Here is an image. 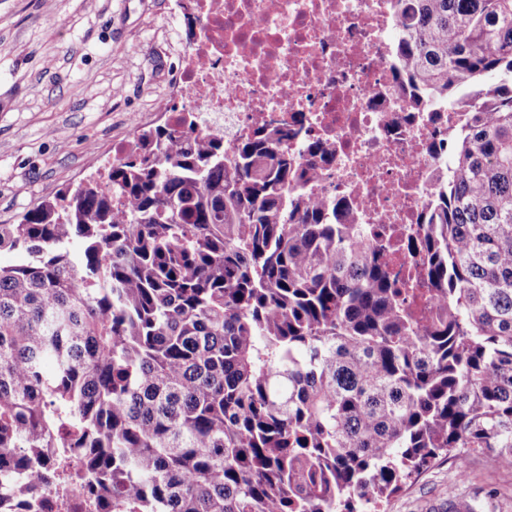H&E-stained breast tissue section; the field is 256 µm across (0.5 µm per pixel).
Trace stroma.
Returning <instances> with one entry per match:
<instances>
[{
  "label": "stroma",
  "mask_w": 512,
  "mask_h": 512,
  "mask_svg": "<svg viewBox=\"0 0 512 512\" xmlns=\"http://www.w3.org/2000/svg\"><path fill=\"white\" fill-rule=\"evenodd\" d=\"M181 0H0V224L76 188L112 147L162 125L188 47ZM443 458L387 512H512V470Z\"/></svg>",
  "instance_id": "stroma-1"
}]
</instances>
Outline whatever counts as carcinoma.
Returning <instances> with one entry per match:
<instances>
[{
  "mask_svg": "<svg viewBox=\"0 0 512 512\" xmlns=\"http://www.w3.org/2000/svg\"><path fill=\"white\" fill-rule=\"evenodd\" d=\"M399 84L479 105L393 276L269 125L137 136L0 224V491L101 512H379L413 476L512 469V0H392ZM122 198L117 207L112 200ZM46 508L43 512H95L89 506V499L86 491L78 486H71L60 500L54 493L46 496Z\"/></svg>",
  "mask_w": 512,
  "mask_h": 512,
  "instance_id": "cac0c4a2",
  "label": "carcinoma"
}]
</instances>
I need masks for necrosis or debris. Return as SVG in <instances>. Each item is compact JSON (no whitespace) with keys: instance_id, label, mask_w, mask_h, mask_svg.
I'll list each match as a JSON object with an SVG mask.
<instances>
[{"instance_id":"obj_1","label":"necrosis or debris","mask_w":512,"mask_h":512,"mask_svg":"<svg viewBox=\"0 0 512 512\" xmlns=\"http://www.w3.org/2000/svg\"><path fill=\"white\" fill-rule=\"evenodd\" d=\"M195 35L183 60L177 130L219 135L225 147L266 124L302 122L288 152L317 163L314 199H348L356 223L391 244V273L447 172L456 110L421 112L395 87L390 0H187Z\"/></svg>"}]
</instances>
